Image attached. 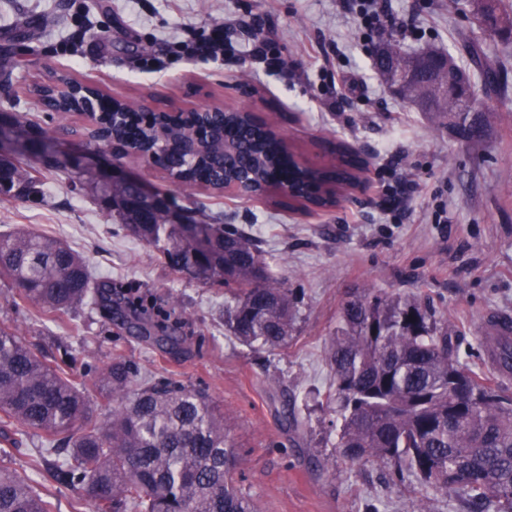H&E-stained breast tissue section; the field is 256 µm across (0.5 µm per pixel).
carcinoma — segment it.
<instances>
[{
  "mask_svg": "<svg viewBox=\"0 0 512 512\" xmlns=\"http://www.w3.org/2000/svg\"><path fill=\"white\" fill-rule=\"evenodd\" d=\"M485 30L512 27V16L491 0L473 11ZM461 65L482 90L498 88L505 75L481 59L480 45L462 46ZM106 99L62 102L59 112L97 110ZM216 141L235 153L191 160L173 152L170 174L214 188L223 179L252 175L257 188L300 172L275 136L240 113L213 120ZM151 133L131 115L113 128L132 149ZM38 179L16 159L0 165V196L24 199ZM90 190L112 205L129 233L153 247L190 280L225 288L224 328L241 344L268 352L288 348L297 331L298 301L275 279L250 234L224 224L182 223L164 216V198L133 200L122 184ZM0 278L17 287L19 300L62 317L93 304L112 307V287L95 278L68 245L32 229L0 234ZM502 373L512 372V327L481 342ZM327 362L334 388L325 405L341 418L336 452L352 466L390 469L391 480L415 478L425 496L448 489L474 512H512V398L494 375L460 360L448 325L416 298L354 294L340 309L329 338ZM112 399L104 424L90 415L85 375L47 359L11 328L0 326V417L13 426L12 443L32 434L45 447L35 467L44 480L66 478L80 486L91 512H258L235 478L237 456L224 431V410L203 389L174 379L138 381L131 366L114 360L97 375ZM0 448V512H53L48 493L8 464Z\"/></svg>",
  "mask_w": 512,
  "mask_h": 512,
  "instance_id": "cac0c4a2",
  "label": "carcinoma"
}]
</instances>
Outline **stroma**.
Masks as SVG:
<instances>
[{
    "label": "stroma",
    "mask_w": 512,
    "mask_h": 512,
    "mask_svg": "<svg viewBox=\"0 0 512 512\" xmlns=\"http://www.w3.org/2000/svg\"><path fill=\"white\" fill-rule=\"evenodd\" d=\"M381 2L395 24L365 26L359 0H0V49L17 62L0 84V112L21 115L110 181L137 178L194 209L196 220L249 232L301 298L288 349L272 354L230 339L223 289L184 280L71 167L34 157L40 192L0 198V232L32 227L64 241L99 279L174 311L177 323L165 331L179 341L142 340L122 303L62 318L39 313L13 302L5 281L0 323L92 377L122 359L138 375L206 390L224 407L240 485L260 512H365L370 503L414 512L423 496L415 479L394 483L376 466H323L334 454L337 414L313 396L331 386L324 350L351 290L429 300L475 368L487 362L480 338L512 322V36L483 32L461 0ZM23 19L33 24L26 37L15 29ZM218 21L223 55L190 53ZM259 32L271 42L268 59L244 57ZM463 33L507 76L481 98L488 132L479 143L450 134L447 114L392 93L373 64L385 39L409 52L454 53ZM54 71L134 105L253 109L275 118L303 154L342 143L368 156L370 188L311 217L265 197L181 188L137 160H114L86 116L45 110L31 88Z\"/></svg>",
    "instance_id": "35a3bbf8"
}]
</instances>
